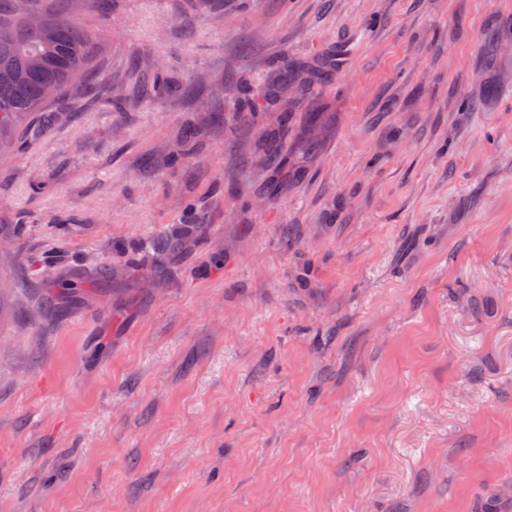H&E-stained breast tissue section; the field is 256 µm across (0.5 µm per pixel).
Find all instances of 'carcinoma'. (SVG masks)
Masks as SVG:
<instances>
[{
  "instance_id": "cac0c4a2",
  "label": "carcinoma",
  "mask_w": 512,
  "mask_h": 512,
  "mask_svg": "<svg viewBox=\"0 0 512 512\" xmlns=\"http://www.w3.org/2000/svg\"><path fill=\"white\" fill-rule=\"evenodd\" d=\"M17 0H0V156L13 153L23 139L35 135L47 122L56 101L44 100V87L57 84L58 96H83L92 80L98 44L70 18L55 0H28L45 26H34ZM315 65H299L275 83L240 91L239 111L255 112L260 103H291L311 90L318 79ZM203 224H182L161 242L170 257L185 252L204 233Z\"/></svg>"
}]
</instances>
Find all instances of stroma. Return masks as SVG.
Masks as SVG:
<instances>
[{
	"label": "stroma",
	"mask_w": 512,
	"mask_h": 512,
	"mask_svg": "<svg viewBox=\"0 0 512 512\" xmlns=\"http://www.w3.org/2000/svg\"><path fill=\"white\" fill-rule=\"evenodd\" d=\"M63 8L99 46L98 101L63 99L0 161V512L512 495V36L497 65L478 52L512 0ZM318 60L332 79L267 152L282 109L243 120L239 86ZM153 65L194 95L156 97ZM204 229L205 224H180L162 239V251L170 257L179 256L202 236Z\"/></svg>",
	"instance_id": "1"
}]
</instances>
